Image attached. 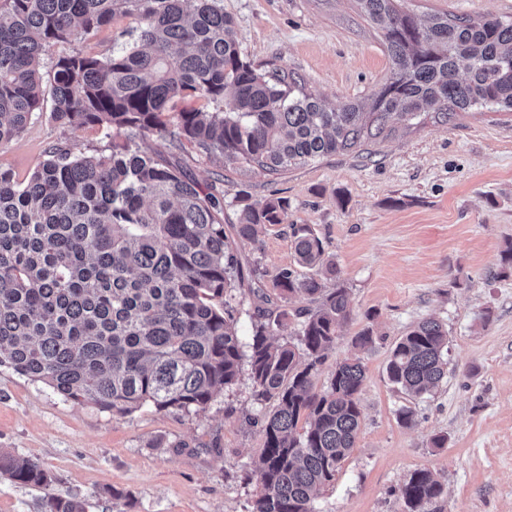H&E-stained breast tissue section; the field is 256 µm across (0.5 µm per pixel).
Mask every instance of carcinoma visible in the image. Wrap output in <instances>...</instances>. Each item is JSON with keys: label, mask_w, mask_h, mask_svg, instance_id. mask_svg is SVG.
Wrapping results in <instances>:
<instances>
[{"label": "carcinoma", "mask_w": 512, "mask_h": 512, "mask_svg": "<svg viewBox=\"0 0 512 512\" xmlns=\"http://www.w3.org/2000/svg\"><path fill=\"white\" fill-rule=\"evenodd\" d=\"M357 2L383 31L392 62L367 112L326 104L293 73L258 72L241 57L221 0H0V144L47 99L54 121L112 132L108 155L53 147L23 181L0 169V364L74 403L127 414L145 405L204 410L247 362L257 400L273 402L247 475L256 487L249 512H316L320 489L355 447L361 360L337 364L317 385L351 317L349 296L324 286L336 266L303 227L293 248L306 272L282 268L271 288L284 303L305 294L318 306L273 318L259 307L243 343L230 300L245 277L224 203L134 138L184 139L228 172L278 175L429 116L448 123L462 112H512V19L438 13L423 23L399 0ZM127 17L136 25L122 35L133 43L107 56L75 47L43 83L41 61L54 45ZM187 101L203 105L176 109ZM238 201L240 241L282 223L287 207L280 198ZM292 317L296 341L274 342ZM447 351L443 325L423 320L395 343L388 379L426 394L448 375ZM0 478L37 488L51 481L38 463L2 451ZM400 494L407 512H429L444 485L418 469ZM45 512L84 507L51 495Z\"/></svg>", "instance_id": "1"}]
</instances>
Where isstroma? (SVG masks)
Masks as SVG:
<instances>
[{
	"label": "stroma",
	"mask_w": 512,
	"mask_h": 512,
	"mask_svg": "<svg viewBox=\"0 0 512 512\" xmlns=\"http://www.w3.org/2000/svg\"><path fill=\"white\" fill-rule=\"evenodd\" d=\"M242 57L268 72L303 78L305 90L341 106L365 102L390 73L382 34L356 0H223ZM426 20L448 12L512 16V0H405ZM122 24L76 44L59 43L41 63L50 77L73 46L111 54ZM56 145L77 155L110 151L100 127L34 115L19 137L0 145V169L28 178ZM203 189L224 198L236 223L235 196L281 198L282 223L258 242L238 245L244 273L270 284L295 267L293 231L308 226L336 265L331 283L347 288L350 321L328 350L317 381L337 363L360 358L366 379L355 446L315 503L317 512H406L402 484L434 470L445 495L431 512H512V114L459 115L396 128L372 144L292 168L225 175L189 143L144 142ZM426 318L448 331V376L412 398L388 379L395 342ZM371 330L373 342L356 348ZM414 412L411 425L398 413ZM264 408L248 372L199 412L143 407L129 414L66 400L45 382L0 366V451L39 462L51 477L34 488L0 480V512H44L47 495L83 502L86 512H248L244 481L263 444L253 419ZM444 438L436 447L435 438Z\"/></svg>",
	"instance_id": "stroma-1"
}]
</instances>
